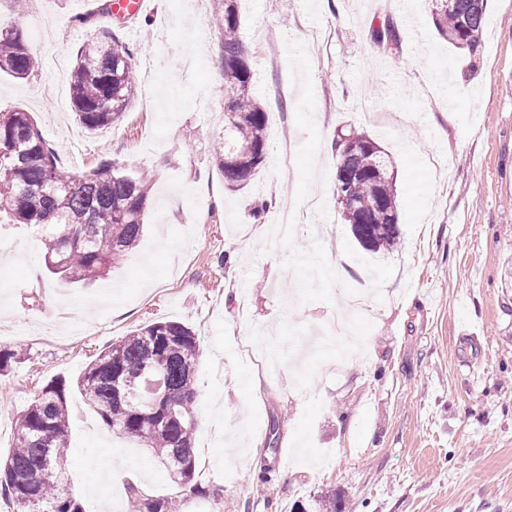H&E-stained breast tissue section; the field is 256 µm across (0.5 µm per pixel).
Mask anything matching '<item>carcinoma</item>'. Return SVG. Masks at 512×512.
Masks as SVG:
<instances>
[{
	"mask_svg": "<svg viewBox=\"0 0 512 512\" xmlns=\"http://www.w3.org/2000/svg\"><path fill=\"white\" fill-rule=\"evenodd\" d=\"M239 0H224V127L218 169L230 185H242L264 167L268 154L267 112L252 90L248 52L240 35ZM487 0H433L438 34L457 49L476 51L482 41ZM26 15L4 22L0 71L26 78L36 69L27 45ZM376 43L398 42L385 20H371ZM130 49L118 39L97 40L77 53L71 76L78 122L91 131L119 122L130 106L135 81ZM336 168L348 172L346 192L356 201L340 207L360 247L372 253L392 249L400 238L396 180L389 155L368 134L349 130L335 140ZM0 214L40 236L47 271L73 284L90 285L133 250L144 231L149 176H110L102 161L83 175L64 171L56 153L30 114L0 110ZM200 345L194 331L177 321L147 323L101 350L77 380L85 401L112 432L132 438L162 460L181 488L196 474L194 448L196 391L193 377ZM24 360L18 348H0V375ZM151 372L160 373L168 406L144 414L139 388ZM70 414L65 384H47L17 419L14 447L0 456V496L14 512H82L69 492L65 469ZM133 512H172V502L154 499L141 484L127 483Z\"/></svg>",
	"mask_w": 512,
	"mask_h": 512,
	"instance_id": "1",
	"label": "carcinoma"
}]
</instances>
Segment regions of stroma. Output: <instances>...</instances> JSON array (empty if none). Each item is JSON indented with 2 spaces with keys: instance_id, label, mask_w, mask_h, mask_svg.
Listing matches in <instances>:
<instances>
[{
  "instance_id": "35a3bbf8",
  "label": "stroma",
  "mask_w": 512,
  "mask_h": 512,
  "mask_svg": "<svg viewBox=\"0 0 512 512\" xmlns=\"http://www.w3.org/2000/svg\"><path fill=\"white\" fill-rule=\"evenodd\" d=\"M104 0H34L28 78L0 73V108L30 112L59 164L101 160L145 172L153 192L138 245L90 287L44 268L38 236L0 231V346L23 363L0 376V454L49 382L65 380L66 469L84 512H128L126 483L174 498L176 512H512V0H487L476 53L437 33L430 0H241L269 152L247 185L214 161L224 134V7L149 0L109 23ZM389 15L400 42H371ZM133 52L137 94L123 119L76 120L70 74L85 43ZM366 132L392 157L400 240L369 253L336 203L337 134ZM220 205L198 209L201 199ZM300 207L294 237L256 241L250 213L276 224ZM341 250L345 273L323 275ZM363 294L353 359L304 346ZM191 327L200 343L194 480L105 429L76 386L94 354L147 322ZM124 459L120 476L100 465Z\"/></svg>"
}]
</instances>
